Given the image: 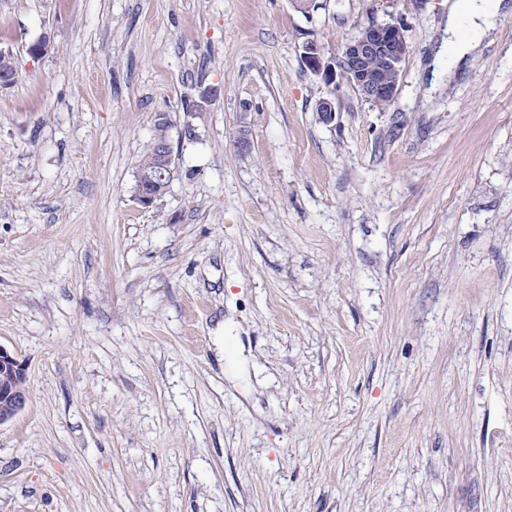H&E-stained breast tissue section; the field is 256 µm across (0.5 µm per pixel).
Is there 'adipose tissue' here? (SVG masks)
<instances>
[{"mask_svg":"<svg viewBox=\"0 0 512 512\" xmlns=\"http://www.w3.org/2000/svg\"><path fill=\"white\" fill-rule=\"evenodd\" d=\"M501 0H457L448 14V42L454 47V62L462 64L492 28Z\"/></svg>","mask_w":512,"mask_h":512,"instance_id":"obj_1","label":"adipose tissue"}]
</instances>
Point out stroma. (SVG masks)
Returning <instances> with one entry per match:
<instances>
[{
	"label": "stroma",
	"instance_id": "1",
	"mask_svg": "<svg viewBox=\"0 0 512 512\" xmlns=\"http://www.w3.org/2000/svg\"><path fill=\"white\" fill-rule=\"evenodd\" d=\"M319 2L0 0V512H512V0L455 70L454 0ZM373 22L384 110L301 59ZM163 117L171 125L170 116L165 112L157 114L154 120L155 131L151 140L147 143L145 151L137 166V174L143 171H151L157 168L159 161L160 169L153 174L141 173L135 188L134 197L144 206H149L155 200L161 198L167 191L169 183L174 173V152L170 141H160L168 137V127L164 121L158 117ZM158 117V118H157ZM158 149V150H157ZM159 157V158H158ZM163 191H156V187L162 188ZM23 363L0 347V425L24 408L29 397Z\"/></svg>",
	"mask_w": 512,
	"mask_h": 512
}]
</instances>
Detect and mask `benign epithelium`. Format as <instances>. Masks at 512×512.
Returning <instances> with one entry per match:
<instances>
[{
    "instance_id": "obj_1",
    "label": "benign epithelium",
    "mask_w": 512,
    "mask_h": 512,
    "mask_svg": "<svg viewBox=\"0 0 512 512\" xmlns=\"http://www.w3.org/2000/svg\"><path fill=\"white\" fill-rule=\"evenodd\" d=\"M404 29L398 23H371L344 47L338 61L324 58L314 40L303 45V59L308 69L321 74L328 81L345 75L358 94L367 101L380 98L393 100L399 90L401 65L407 53ZM383 62V67L369 68L372 60ZM16 78L13 56L0 49V91L9 89ZM160 169L153 174L139 175L134 197L144 206L162 197L158 188L168 189L174 173V152L170 141L159 142ZM29 393L26 369L23 363L0 346V425L11 420L24 408Z\"/></svg>"
}]
</instances>
